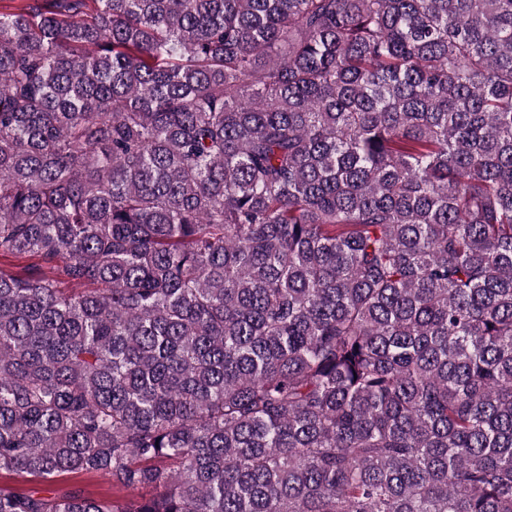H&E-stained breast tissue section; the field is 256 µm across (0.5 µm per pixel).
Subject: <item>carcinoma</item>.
Returning a JSON list of instances; mask_svg holds the SVG:
<instances>
[{
  "label": "carcinoma",
  "instance_id": "carcinoma-1",
  "mask_svg": "<svg viewBox=\"0 0 512 512\" xmlns=\"http://www.w3.org/2000/svg\"><path fill=\"white\" fill-rule=\"evenodd\" d=\"M26 255L0 512H512V0L0 9ZM82 487L95 497L112 495L111 483L100 476L86 474H64L55 478L52 483H41L30 481L29 478L18 475H0L1 488H14L16 490L44 489L49 488L56 492L63 493L72 487Z\"/></svg>",
  "mask_w": 512,
  "mask_h": 512
}]
</instances>
